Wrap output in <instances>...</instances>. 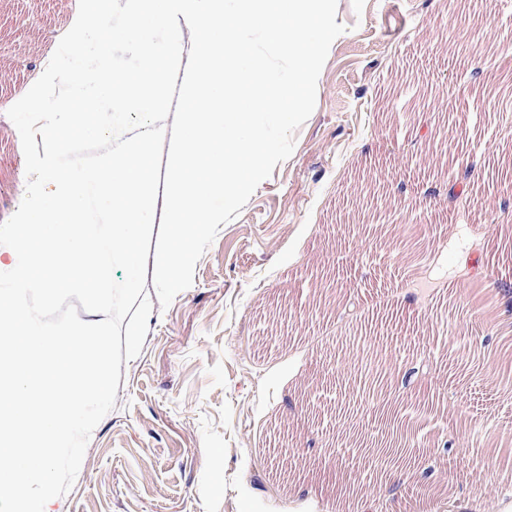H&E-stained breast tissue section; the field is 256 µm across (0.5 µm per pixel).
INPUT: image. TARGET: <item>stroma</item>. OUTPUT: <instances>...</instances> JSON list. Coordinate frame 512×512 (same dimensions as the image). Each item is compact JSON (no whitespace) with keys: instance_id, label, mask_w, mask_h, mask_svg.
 Listing matches in <instances>:
<instances>
[{"instance_id":"obj_1","label":"stroma","mask_w":512,"mask_h":512,"mask_svg":"<svg viewBox=\"0 0 512 512\" xmlns=\"http://www.w3.org/2000/svg\"><path fill=\"white\" fill-rule=\"evenodd\" d=\"M78 0H0V223L26 184L7 115L72 27ZM316 105L239 215L197 262L193 285L154 304L140 354L120 366L114 409L93 430L51 512H357L346 487H386L344 454L384 414L426 397L412 425L432 469L401 479L387 512H448L452 483L478 512L512 505V382L496 347L512 322L475 311L469 279L512 287V0H338ZM482 161L456 202L444 191ZM423 240L419 261L403 226ZM385 390L370 393L374 355ZM460 416L450 425L449 411Z\"/></svg>"}]
</instances>
